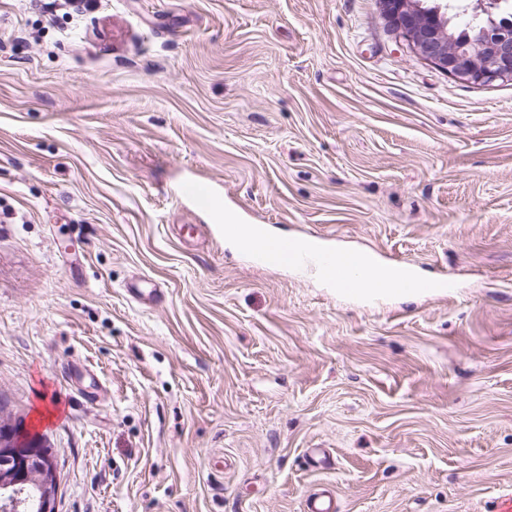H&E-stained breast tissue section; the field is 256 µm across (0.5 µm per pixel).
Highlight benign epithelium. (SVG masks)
I'll list each match as a JSON object with an SVG mask.
<instances>
[{"mask_svg":"<svg viewBox=\"0 0 512 512\" xmlns=\"http://www.w3.org/2000/svg\"><path fill=\"white\" fill-rule=\"evenodd\" d=\"M387 24L397 31L409 48L452 78L472 84L488 85L512 81V25H498L488 17L480 40L470 51L454 46L448 29V9L426 7L423 0H378ZM19 425L0 423V509L14 512L16 488L26 484L40 487V512H56L58 471L37 438L18 436Z\"/></svg>","mask_w":512,"mask_h":512,"instance_id":"1","label":"benign epithelium"}]
</instances>
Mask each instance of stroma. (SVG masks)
<instances>
[{
    "instance_id": "1",
    "label": "stroma",
    "mask_w": 512,
    "mask_h": 512,
    "mask_svg": "<svg viewBox=\"0 0 512 512\" xmlns=\"http://www.w3.org/2000/svg\"><path fill=\"white\" fill-rule=\"evenodd\" d=\"M197 176L270 236L452 286L255 267L177 200ZM0 416L51 449L57 512H301L321 485L338 512H492L512 82L456 81L377 0H0Z\"/></svg>"
}]
</instances>
